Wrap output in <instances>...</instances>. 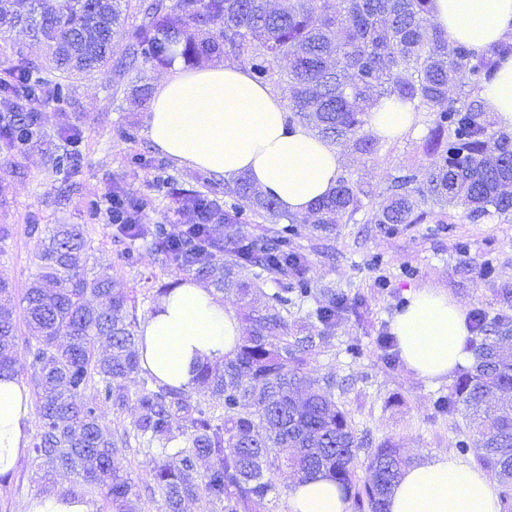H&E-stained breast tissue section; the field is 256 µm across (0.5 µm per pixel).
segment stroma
I'll list each match as a JSON object with an SVG mask.
<instances>
[{
  "mask_svg": "<svg viewBox=\"0 0 512 512\" xmlns=\"http://www.w3.org/2000/svg\"><path fill=\"white\" fill-rule=\"evenodd\" d=\"M127 56V42L113 45V70L69 81V96L39 111L38 135L20 153L0 151V225L10 229L0 241V278L13 287L12 302H19L37 272L35 257L45 237L44 226L81 224L93 247L92 261L119 276L136 301L138 319H145L155 304L154 293L176 281L174 271L161 268L155 255L140 249L135 263L122 257L129 243L109 223L105 208L114 187L153 200L149 222H170L174 205L171 188L197 190L223 199L224 178L177 163L164 156L146 130L148 99L140 86L155 87L165 76L161 67L138 64L118 75L117 65ZM430 123L420 115L415 130L388 140L377 153L363 155L351 143L339 142L340 171L374 192H384L401 166L415 164L429 172L434 155L424 147ZM133 129L126 137L125 129ZM80 141L77 166L56 169L51 155L67 149V135ZM140 155L145 166L131 165ZM312 214L297 218L299 252L313 297L296 306L281 335H317L322 326L314 312L317 295L333 288L344 294L348 306L310 360L307 370L316 379L336 382V400L358 428L372 431L376 441L388 440L410 462L455 450L464 428L461 417L436 412L434 402L447 394L449 380L426 381L403 361L385 363L379 344L390 332L391 321L413 288H440L464 313L482 308L512 318V219L471 222L464 207L450 209L444 223L433 220L404 224L392 232L375 224H340L335 233L317 230ZM492 266L484 279L479 271ZM357 346L358 356L347 353ZM143 488L136 512H165L164 497L153 488L152 462L144 454L123 449L116 458ZM69 493L86 496L93 512H100V496L87 495L71 475L43 476L29 452H21L14 472L0 482V512H25L36 496Z\"/></svg>",
  "mask_w": 512,
  "mask_h": 512,
  "instance_id": "obj_1",
  "label": "stroma"
}]
</instances>
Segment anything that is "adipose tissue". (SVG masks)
Returning <instances> with one entry per match:
<instances>
[{
	"instance_id": "adipose-tissue-1",
	"label": "adipose tissue",
	"mask_w": 512,
	"mask_h": 512,
	"mask_svg": "<svg viewBox=\"0 0 512 512\" xmlns=\"http://www.w3.org/2000/svg\"><path fill=\"white\" fill-rule=\"evenodd\" d=\"M432 19L450 40L481 53L512 36V0H432ZM483 96L501 125L512 127V59ZM417 120L409 107L384 100L370 116L374 134L397 138ZM148 138L172 160L227 178L246 175L280 207L308 213L335 186L336 147L288 120L280 95L257 83L248 67L217 63L175 69L155 88L147 111ZM241 324L223 299L192 280L161 296L141 322L142 367L163 382L190 383L203 361H223ZM391 332L403 363L425 380L451 377L469 360L465 314L445 291L414 288ZM30 399L10 374L0 375V474L11 471L28 442ZM336 482L319 476L294 484L288 512H347ZM388 512H501L500 490L479 467L437 454L406 468Z\"/></svg>"
}]
</instances>
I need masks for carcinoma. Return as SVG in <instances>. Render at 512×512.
Instances as JSON below:
<instances>
[{
  "label": "carcinoma",
  "instance_id": "cac0c4a2",
  "mask_svg": "<svg viewBox=\"0 0 512 512\" xmlns=\"http://www.w3.org/2000/svg\"><path fill=\"white\" fill-rule=\"evenodd\" d=\"M431 0H29L26 12L12 0H0V26L22 27L42 43L49 68L62 78L86 77L108 68L112 42L127 36L131 61L157 67L179 56L190 64L220 52L248 63L260 83L291 87L289 121L309 125L327 140H347L362 154H373L385 138L369 129V115L382 99H395L416 113L429 114L427 150L438 162L423 176L419 168L399 169L372 210L375 224H421L435 215L422 209L430 201L461 205L472 221L509 218L512 195V132L489 130L482 91L512 56L503 41L476 55L431 19ZM0 74V139L7 149L29 137L38 112H17L15 104L55 102L65 84L34 76L23 58ZM460 84L465 95L448 99V87ZM236 199L231 211L196 191L178 197L190 215L179 237L167 224H143L151 201H130L117 189L107 212L117 230L140 241L165 269L185 279H204L218 293L240 300L262 298L258 310L241 320L232 356L216 367L198 366L192 383L176 387L141 366L136 304L123 282L89 271L90 242L82 224H54L37 254V277L20 305L29 333L26 350L41 432L33 463L50 475L63 471L102 496L108 512H135L138 498L131 479L120 475L115 455L136 443L152 457V477L165 497L166 512H182L183 503L202 497L218 512H258L275 490L272 474L286 466L306 481L333 478L353 506L387 512L388 496L408 461L389 441L373 444L358 435L351 417L336 403L335 382L312 379L306 366L315 337L270 341L288 321L291 309L311 296L301 275L293 225L275 199L257 191L244 176L225 184ZM368 195L345 175L315 212L319 228L355 220ZM272 224L259 240L218 238L210 225L237 221L245 213ZM256 268L252 279L242 269ZM294 285L264 291L265 277ZM347 306L344 296L327 291L315 315L327 329ZM470 341L472 366L463 369L436 401L438 412L459 415L483 448L479 463L505 487L512 485V356L500 342L512 333V320L489 317L477 308ZM19 320L13 308L0 306V374L18 375L16 339ZM140 378L132 428L109 433L106 410H122L129 394L124 381ZM94 386V401L80 395ZM181 426L174 427L173 421ZM368 449L369 477L357 475L361 449ZM210 464L200 470L203 460Z\"/></svg>",
  "mask_w": 512,
  "mask_h": 512
}]
</instances>
